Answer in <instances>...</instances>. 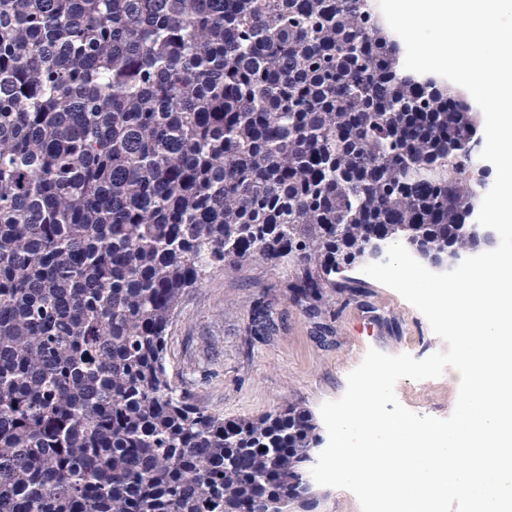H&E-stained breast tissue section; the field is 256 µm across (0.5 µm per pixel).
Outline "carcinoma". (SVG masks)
<instances>
[{"label": "carcinoma", "instance_id": "cac0c4a2", "mask_svg": "<svg viewBox=\"0 0 512 512\" xmlns=\"http://www.w3.org/2000/svg\"><path fill=\"white\" fill-rule=\"evenodd\" d=\"M467 100L404 68L365 0H0V512H255L298 404L187 402L165 337L216 270L316 299L370 237L452 249ZM258 300L250 335L270 330Z\"/></svg>", "mask_w": 512, "mask_h": 512}]
</instances>
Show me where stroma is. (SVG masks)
<instances>
[{
	"label": "stroma",
	"mask_w": 512,
	"mask_h": 512,
	"mask_svg": "<svg viewBox=\"0 0 512 512\" xmlns=\"http://www.w3.org/2000/svg\"><path fill=\"white\" fill-rule=\"evenodd\" d=\"M356 289H325L320 301L295 296L292 267L260 261L211 273L185 293L166 340V366L186 398L227 418L257 419L298 403L319 416L340 398L346 377L369 349L423 359L444 350L426 317L361 266L344 271ZM275 322L269 335H249L255 300ZM456 373L402 379L395 394L408 410L449 417Z\"/></svg>",
	"instance_id": "35a3bbf8"
}]
</instances>
